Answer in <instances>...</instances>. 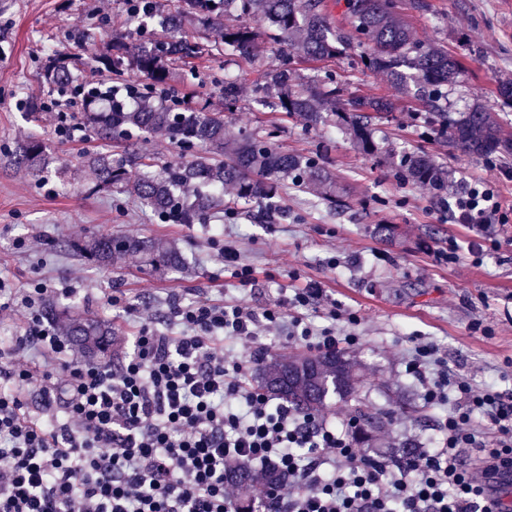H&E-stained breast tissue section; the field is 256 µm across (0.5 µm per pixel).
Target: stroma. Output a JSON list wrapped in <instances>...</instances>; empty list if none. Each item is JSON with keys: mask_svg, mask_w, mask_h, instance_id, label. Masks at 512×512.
Masks as SVG:
<instances>
[{"mask_svg": "<svg viewBox=\"0 0 512 512\" xmlns=\"http://www.w3.org/2000/svg\"><path fill=\"white\" fill-rule=\"evenodd\" d=\"M419 12L410 0H392L394 12L414 38L441 45L461 63L448 87L452 117L481 104L499 117L512 137V106L495 93L499 79L512 78V0H427ZM97 0H0V275L19 286L41 280L69 283L75 298H58L60 306L110 322L115 360H122L127 331L115 319L106 299L151 307L165 316L170 298L182 302L208 298L262 308L312 284L322 288L323 301L310 319L324 322L327 302L356 313L359 338L346 354L354 361L355 396L330 397L324 418L359 417L368 424L370 453H387L403 439L426 448L439 439L440 411L425 405L415 380L406 375L403 358L416 339L439 345L448 371L481 389L491 385L512 392V223L491 225L481 232L458 224L433 199L429 185L403 183L386 164L393 151L422 148L433 153L448 172L444 196L476 180L496 185L505 207L512 209V153L492 162L451 153L433 136V127L419 101L400 94L389 77L368 70L359 48H346L336 58L310 63L293 45L263 41L257 55L245 57L225 49L223 59L193 60L176 69L173 83L181 98L197 96L222 111L237 134L265 133L272 121L268 107L256 100L255 88L269 66L289 60L297 83H334L340 98L369 94L391 100V114L374 120L375 153L359 150L349 131L326 122L309 125L300 116L286 119L275 139L277 147L318 157L346 190L345 206L333 209L318 191L300 190L284 182L279 207L241 205L234 215L215 213L197 224L162 223L147 208L125 195L92 191V175L82 166L85 152L110 153L127 160L131 177L142 174L128 161L129 144L106 142L93 134L65 140L57 136L59 113L32 111L31 94L47 90L44 71L57 53L70 57L76 84L109 87L132 81L88 63L78 34L94 33L99 44L132 42L141 33L126 10V0H111L107 15ZM234 82L239 96L224 104V84ZM50 146V176L41 182L14 162L19 146L31 135ZM395 225L393 240L375 234L376 225ZM28 235L42 237L36 253L15 243ZM134 236L175 245L185 258L176 269L158 272L132 258L102 268L81 257L78 243L95 236ZM491 238L495 250L475 262L468 243ZM461 247L456 262L437 260L449 243ZM238 250L259 280L243 287L221 279L220 245ZM337 266H330V259Z\"/></svg>", "mask_w": 512, "mask_h": 512, "instance_id": "1", "label": "stroma"}]
</instances>
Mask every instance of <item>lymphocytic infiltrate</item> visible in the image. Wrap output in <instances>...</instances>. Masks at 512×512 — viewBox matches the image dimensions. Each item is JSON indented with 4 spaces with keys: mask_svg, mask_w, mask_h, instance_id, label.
Returning <instances> with one entry per match:
<instances>
[{
    "mask_svg": "<svg viewBox=\"0 0 512 512\" xmlns=\"http://www.w3.org/2000/svg\"><path fill=\"white\" fill-rule=\"evenodd\" d=\"M449 212L479 227L512 222L492 183L476 181ZM66 285L16 287L0 277V318L24 330L0 351V512H235L229 469L253 468L260 512H512L486 489L512 467V394L474 390L449 376L437 344L404 358L428 407L444 409L437 446L397 464L362 452L360 422L333 425L250 382L263 337L290 323L291 341L315 351L356 345L329 308L317 327L305 312L323 297L311 285L263 310L230 302L171 300L165 328L149 311L122 305L132 330L119 367L77 352L43 314ZM489 421L488 430L473 423ZM281 481L267 482L270 472Z\"/></svg>",
    "mask_w": 512,
    "mask_h": 512,
    "instance_id": "f902f5d3",
    "label": "lymphocytic infiltrate"
}]
</instances>
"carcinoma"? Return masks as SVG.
<instances>
[{"label": "carcinoma", "mask_w": 512, "mask_h": 512, "mask_svg": "<svg viewBox=\"0 0 512 512\" xmlns=\"http://www.w3.org/2000/svg\"><path fill=\"white\" fill-rule=\"evenodd\" d=\"M182 9L162 17L164 43L148 47L140 43H113L98 51L96 39L87 34L80 42L91 46L89 62L103 63L109 72L131 71L147 80L141 87L130 86L137 104L115 107L92 118L100 139L140 138L144 134H163L184 149L197 146L205 154L186 164H159L152 157H142L148 172L132 180L123 164L105 153L84 158L92 170L96 186L115 189L149 207L158 218L171 216L180 224H193L201 215L222 204L224 185L236 187L245 204L279 196L281 178H289L296 188L314 185L325 189V200L336 202V182L329 172L311 157L283 152L270 136L236 138L224 124V114L192 106L170 98L163 107L153 100L162 99L169 89V65L212 55L230 46L244 56L255 55L258 35L250 27H224V0H182ZM242 15L266 21L269 38L289 44L294 42L304 57L319 61L336 55L342 46L362 50L366 67L390 77L400 90L415 91L429 111L438 112L442 124L439 135L448 147L471 157L491 158L512 152V140L503 136L498 119L480 107L448 126V113L439 111V101L448 96V84L454 82L460 63L448 56L441 46L414 41L409 29L391 11V0H344V15L351 25L337 30L324 12L323 0H238ZM189 19L206 31H216L220 42L204 44L182 38V22ZM51 90L66 93L74 77L66 58L55 61L45 72ZM294 75L281 65L265 72L261 90L265 105L277 113L304 116L312 123L328 118L348 120L357 145L366 153L375 152L368 130L369 113H388L392 102L373 96H355L345 101L336 88L293 87ZM16 164L33 175L48 174L49 154L45 141L31 136L15 155ZM402 182L426 183L441 178L445 172L424 151L405 150L394 168ZM93 261L104 264L114 258L147 257L153 267L177 264V249L163 243L151 244L122 236L105 235L88 240L84 246ZM61 330L78 345L89 344L103 356L110 347L109 329L93 317L73 312L63 319ZM260 387L279 399H286L296 409L311 413L324 407L331 396L347 397L353 387V365L340 351L290 358L279 356L262 364ZM243 491L238 512H253V475L239 468L233 475Z\"/></svg>", "instance_id": "1"}]
</instances>
